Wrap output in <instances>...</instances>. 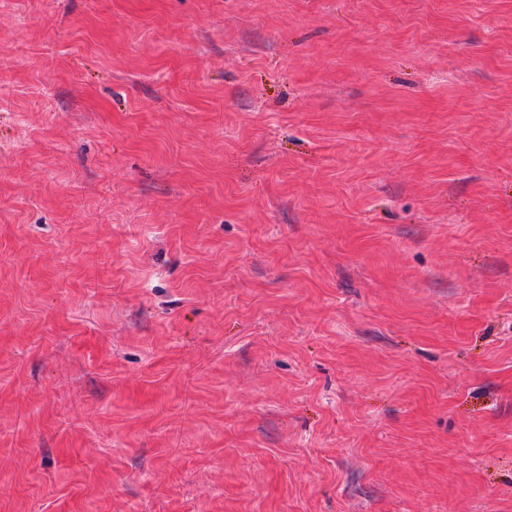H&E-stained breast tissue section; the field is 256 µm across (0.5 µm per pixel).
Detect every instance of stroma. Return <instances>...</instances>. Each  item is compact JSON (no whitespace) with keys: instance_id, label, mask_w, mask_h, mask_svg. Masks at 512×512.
I'll use <instances>...</instances> for the list:
<instances>
[{"instance_id":"35a3bbf8","label":"stroma","mask_w":512,"mask_h":512,"mask_svg":"<svg viewBox=\"0 0 512 512\" xmlns=\"http://www.w3.org/2000/svg\"><path fill=\"white\" fill-rule=\"evenodd\" d=\"M0 512H512V0H0Z\"/></svg>"}]
</instances>
